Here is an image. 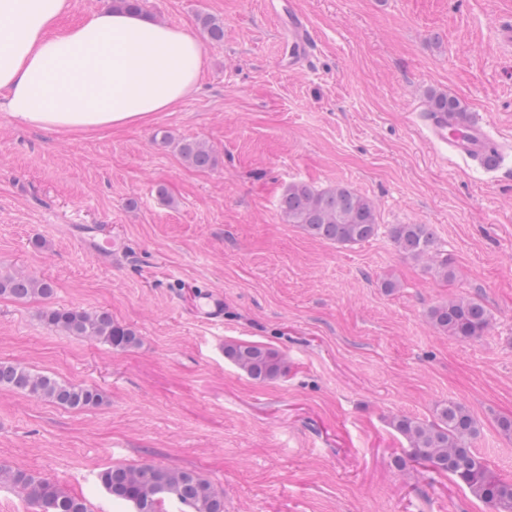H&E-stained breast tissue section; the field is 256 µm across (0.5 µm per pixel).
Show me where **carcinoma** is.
<instances>
[{
  "label": "carcinoma",
  "instance_id": "1",
  "mask_svg": "<svg viewBox=\"0 0 512 512\" xmlns=\"http://www.w3.org/2000/svg\"><path fill=\"white\" fill-rule=\"evenodd\" d=\"M208 40H224V24L209 15L199 16ZM459 111L458 102L446 94L431 97L429 112L446 115ZM184 162L205 170L214 166L213 150L203 141L189 140L180 146ZM279 211L286 224H298L311 236L336 244H357L377 231L373 203L345 185L321 191L304 183H294L282 194ZM393 238L399 250L415 260L428 259V270L447 280L453 270L448 258L433 254L434 233L428 224H398ZM53 283L30 275H0V296L17 300L53 294ZM44 323L69 336L101 341L115 349L139 344L136 332L112 321L103 310L85 311L49 307L42 314ZM429 318L448 336L469 341L482 336L490 325V311L478 298H460L432 307ZM224 354L239 369L256 380H272L284 369L282 356L263 345L230 341ZM0 387L45 400L67 409L81 410L102 402L95 387L59 382L32 372L20 363L0 362ZM391 425L406 440V457L433 470L449 474L464 484L471 495L490 505L494 512H512V482L494 476L483 458L469 446L478 433L473 416L465 407L448 402L437 409L436 419L421 422L406 415L396 416ZM98 479L115 500L130 504L135 512H163L166 501L174 500L186 512H224V497L193 470L173 469L142 463L137 466L113 465L101 471ZM8 483L23 494L38 512H90L86 500L69 495L56 483L23 470L0 465V483Z\"/></svg>",
  "mask_w": 512,
  "mask_h": 512
}]
</instances>
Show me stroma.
Instances as JSON below:
<instances>
[{
  "mask_svg": "<svg viewBox=\"0 0 512 512\" xmlns=\"http://www.w3.org/2000/svg\"><path fill=\"white\" fill-rule=\"evenodd\" d=\"M152 20L200 35L199 87L148 122L47 131L0 111V272L54 284L50 299L0 296V362L97 388L72 410L0 388V464L56 482L92 512H128L98 474L153 462L192 469L224 512H490L447 475L412 463L394 416L464 406L473 450L512 481V56L493 41L512 0H142ZM316 52L295 59L288 15ZM457 99L507 139L502 169L442 158L426 142L427 94ZM169 132L162 142L158 131ZM201 140L199 171L176 141ZM350 187L378 231L343 246L280 218L289 184ZM397 224H428L451 279L399 251ZM97 227L111 259L79 241ZM394 281L386 290L385 281ZM224 299V322L199 314ZM479 297L478 339L439 332L429 310ZM108 311L139 344L120 351L47 327L46 308ZM261 344L286 365L252 379L224 355ZM179 151L184 162L198 170L208 169L216 162L213 150L200 140L183 142Z\"/></svg>",
  "mask_w": 512,
  "mask_h": 512,
  "instance_id": "obj_1",
  "label": "stroma"
}]
</instances>
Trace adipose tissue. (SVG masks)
I'll return each mask as SVG.
<instances>
[{
  "instance_id": "adipose-tissue-1",
  "label": "adipose tissue",
  "mask_w": 512,
  "mask_h": 512,
  "mask_svg": "<svg viewBox=\"0 0 512 512\" xmlns=\"http://www.w3.org/2000/svg\"><path fill=\"white\" fill-rule=\"evenodd\" d=\"M71 5L0 0V111L29 126L92 132L147 122L195 90V36L121 9L58 30Z\"/></svg>"
}]
</instances>
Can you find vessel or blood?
<instances>
[{
	"mask_svg": "<svg viewBox=\"0 0 512 512\" xmlns=\"http://www.w3.org/2000/svg\"><path fill=\"white\" fill-rule=\"evenodd\" d=\"M288 40L303 60L314 56V38L303 16L292 15L288 25ZM426 139L437 150L447 149L449 157L471 161L487 168L497 166L504 155L487 124L476 122L466 112H452L447 118H428ZM82 245L103 258H111L112 242L101 237L94 227L82 230Z\"/></svg>",
	"mask_w": 512,
	"mask_h": 512,
	"instance_id": "b4317fda",
	"label": "vessel or blood"
}]
</instances>
